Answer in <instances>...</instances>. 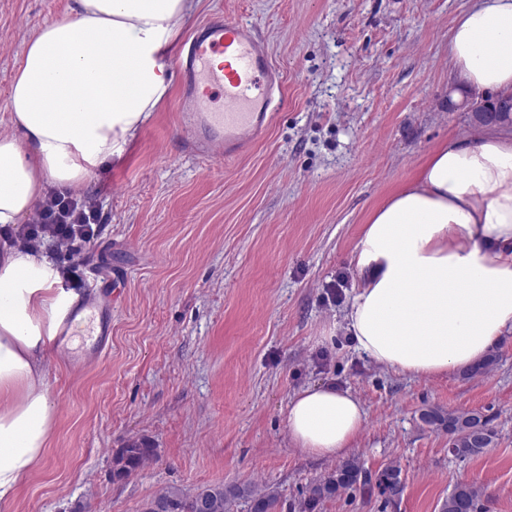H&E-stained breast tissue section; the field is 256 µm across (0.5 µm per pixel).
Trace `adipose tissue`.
Here are the masks:
<instances>
[{
  "instance_id": "adipose-tissue-1",
  "label": "adipose tissue",
  "mask_w": 512,
  "mask_h": 512,
  "mask_svg": "<svg viewBox=\"0 0 512 512\" xmlns=\"http://www.w3.org/2000/svg\"><path fill=\"white\" fill-rule=\"evenodd\" d=\"M195 0H68L63 20L27 42L0 134V228L32 214L48 188L88 187L171 89L165 57ZM466 89L512 95V0H471L449 31ZM352 262L344 316L357 349L412 376L480 362L512 333V129L443 142L417 180L374 210ZM81 295L51 254L0 247V507L43 460L54 422L46 362L63 319L85 327ZM365 418L349 391L298 392L288 432L303 451L343 455Z\"/></svg>"
}]
</instances>
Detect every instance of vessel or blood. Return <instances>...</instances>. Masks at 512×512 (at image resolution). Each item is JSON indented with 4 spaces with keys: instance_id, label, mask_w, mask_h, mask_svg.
Returning <instances> with one entry per match:
<instances>
[{
    "instance_id": "obj_1",
    "label": "vessel or blood",
    "mask_w": 512,
    "mask_h": 512,
    "mask_svg": "<svg viewBox=\"0 0 512 512\" xmlns=\"http://www.w3.org/2000/svg\"><path fill=\"white\" fill-rule=\"evenodd\" d=\"M176 65L187 137L206 156L227 159L250 150L266 134L275 105L271 88L279 73L253 27L214 18L191 34ZM227 54L233 67L214 66Z\"/></svg>"
}]
</instances>
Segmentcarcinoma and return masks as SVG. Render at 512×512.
<instances>
[{
    "label": "carcinoma",
    "mask_w": 512,
    "mask_h": 512,
    "mask_svg": "<svg viewBox=\"0 0 512 512\" xmlns=\"http://www.w3.org/2000/svg\"><path fill=\"white\" fill-rule=\"evenodd\" d=\"M421 420L437 431L448 434L452 440L451 452L458 457H471L483 453L497 439L491 419L480 411L443 412L438 409L425 411ZM156 456V449L144 440L128 443L112 458V480L122 481ZM375 485L388 504L402 499L405 485L400 471L389 466L371 473L357 457L344 461L338 468L312 480L306 488L299 512H316L324 502L336 498L347 489H364ZM209 499L211 512H231L240 502L248 504L250 512H277L283 507L281 496L275 490H258L250 485H214L203 488ZM150 502L154 512H195L192 493L177 486H168L155 494ZM440 512H483L478 489L468 483L456 484L442 502Z\"/></svg>",
    "instance_id": "1"
}]
</instances>
